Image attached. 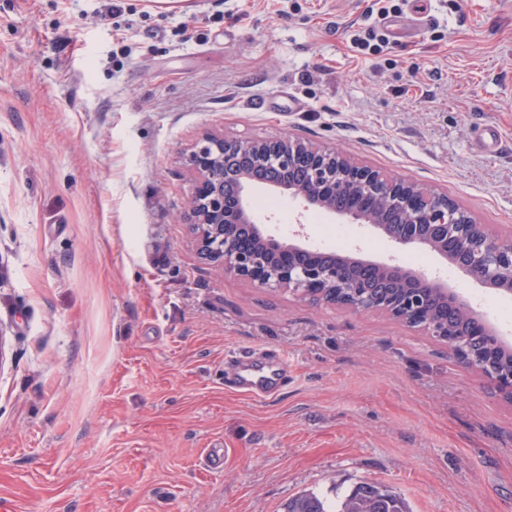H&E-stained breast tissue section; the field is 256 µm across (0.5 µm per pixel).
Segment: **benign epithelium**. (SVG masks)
Segmentation results:
<instances>
[{
  "mask_svg": "<svg viewBox=\"0 0 512 512\" xmlns=\"http://www.w3.org/2000/svg\"><path fill=\"white\" fill-rule=\"evenodd\" d=\"M246 154L255 166L274 172L303 169L301 182L260 180L248 169L234 173L224 170V158ZM197 179L188 210L189 223L198 239L203 258L220 264L224 272L272 291L324 301L355 313H381L393 319L417 323L429 336H446L447 328L430 321L416 322L421 300L431 292L448 298L451 308L470 315L466 335L489 337L487 357L505 341L501 331L487 320L464 295L448 287L437 275L408 268L397 260L366 262L343 253L326 265V252L309 247L304 218L312 211L337 216L348 224H363L386 230L381 213L336 207V197L371 195L382 209L407 215L402 232L388 234L402 247L434 252L456 265L465 275L499 293L512 294V235L503 236L485 224L476 223L448 197L401 178H383L373 169L353 163L334 149L311 147L291 136L273 140H239L208 135L188 156ZM268 186L282 192L299 207L293 237L286 244L270 230L274 217L259 216L251 207L247 192ZM356 265L381 277L402 283L401 303L372 299L362 291L361 281L349 275ZM485 387L512 404V369L500 370L490 363L480 371Z\"/></svg>",
  "mask_w": 512,
  "mask_h": 512,
  "instance_id": "benign-epithelium-1",
  "label": "benign epithelium"
}]
</instances>
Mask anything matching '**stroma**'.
Masks as SVG:
<instances>
[{
	"instance_id": "1",
	"label": "stroma",
	"mask_w": 512,
	"mask_h": 512,
	"mask_svg": "<svg viewBox=\"0 0 512 512\" xmlns=\"http://www.w3.org/2000/svg\"><path fill=\"white\" fill-rule=\"evenodd\" d=\"M397 3L0 0L9 512H282L361 482L411 512H512V406L446 345L227 274L186 220L205 134H288L512 234V0ZM448 285L512 335V296ZM252 348L288 355L262 398L224 385ZM385 43V39L379 37L372 26L357 30L351 37V44L362 54L376 52L379 48H382Z\"/></svg>"
}]
</instances>
